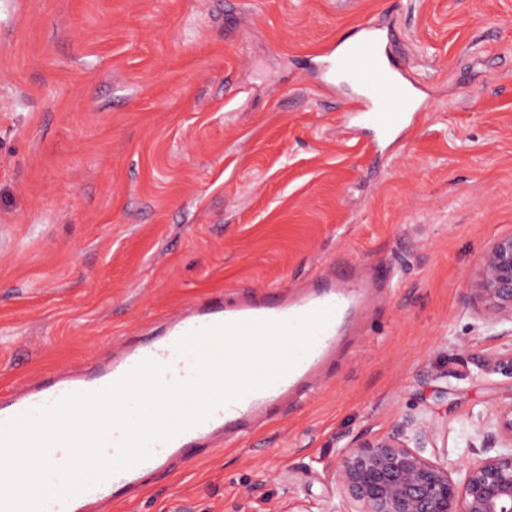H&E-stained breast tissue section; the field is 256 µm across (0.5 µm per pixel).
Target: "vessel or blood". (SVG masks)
<instances>
[{
	"label": "vessel or blood",
	"mask_w": 512,
	"mask_h": 512,
	"mask_svg": "<svg viewBox=\"0 0 512 512\" xmlns=\"http://www.w3.org/2000/svg\"><path fill=\"white\" fill-rule=\"evenodd\" d=\"M322 57L325 74L348 78L358 88L355 119L367 121L381 139L399 141L422 105L406 71L395 64L392 46L385 43L382 28L366 23L353 40L331 46ZM364 299V288L344 276H320L306 288L291 293L246 291L228 298L217 291L193 303L161 335L135 338L120 356L98 367L27 383L0 405V425L25 413H40L69 395L100 391L145 360L162 366L164 382L195 380L199 369L194 357L177 348L178 341L188 333L221 323L284 321L322 308L332 311L330 321L311 347L273 384L215 407L202 422L171 439L152 441L147 459L89 482L68 499H50L39 512H101V505L112 499L116 490L141 487L150 476L170 472L179 462L203 456L216 437H235L247 431L257 418H269L285 409L291 399L321 379L325 366L336 355L339 338L352 327Z\"/></svg>",
	"instance_id": "b4317fda"
}]
</instances>
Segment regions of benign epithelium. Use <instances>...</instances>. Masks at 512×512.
<instances>
[{
    "label": "benign epithelium",
    "instance_id": "7a95c632",
    "mask_svg": "<svg viewBox=\"0 0 512 512\" xmlns=\"http://www.w3.org/2000/svg\"><path fill=\"white\" fill-rule=\"evenodd\" d=\"M468 298L491 310L493 323H512V235L484 251ZM481 423L482 447L497 452L465 462L460 480L437 459L448 424L433 418L408 417L350 447L333 471L340 502L327 500L320 512H512V400Z\"/></svg>",
    "mask_w": 512,
    "mask_h": 512
}]
</instances>
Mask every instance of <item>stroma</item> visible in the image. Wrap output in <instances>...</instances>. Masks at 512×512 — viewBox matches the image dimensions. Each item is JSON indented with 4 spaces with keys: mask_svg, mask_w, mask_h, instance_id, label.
Here are the masks:
<instances>
[{
    "mask_svg": "<svg viewBox=\"0 0 512 512\" xmlns=\"http://www.w3.org/2000/svg\"><path fill=\"white\" fill-rule=\"evenodd\" d=\"M394 31L428 101L371 150L325 46ZM512 234V0H0V399L214 291L288 292L347 255L376 305L293 412L112 512H317L346 446L406 415L466 434L512 400V325L466 290Z\"/></svg>",
    "mask_w": 512,
    "mask_h": 512,
    "instance_id": "obj_1",
    "label": "stroma"
}]
</instances>
